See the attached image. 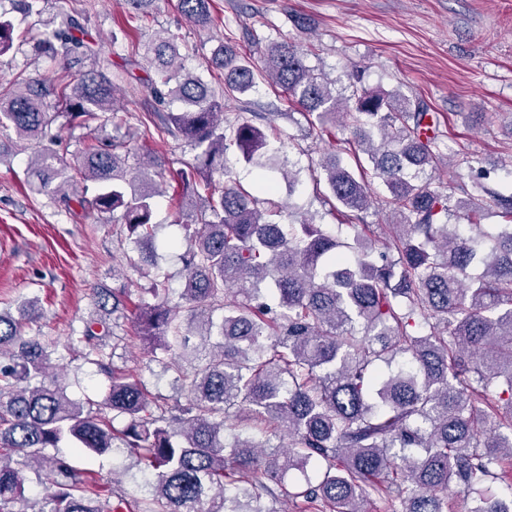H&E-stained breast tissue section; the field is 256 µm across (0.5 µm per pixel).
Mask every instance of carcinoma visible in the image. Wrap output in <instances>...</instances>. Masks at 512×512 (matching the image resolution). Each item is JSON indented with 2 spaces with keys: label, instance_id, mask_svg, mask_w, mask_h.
<instances>
[{
  "label": "carcinoma",
  "instance_id": "1",
  "mask_svg": "<svg viewBox=\"0 0 512 512\" xmlns=\"http://www.w3.org/2000/svg\"><path fill=\"white\" fill-rule=\"evenodd\" d=\"M47 2L0 7V56L31 53L55 68L52 77L21 71L0 84V128L31 150L34 193L74 217L108 215L117 234L150 244L163 161L99 134L124 116L112 53L86 40L87 11L17 38L15 15L39 16ZM156 2L125 0L126 24L144 21ZM179 7L196 30L210 29L211 0ZM195 51L170 34L144 46L151 93L180 104L146 117L193 159L176 173L187 241L181 304L170 306L168 289L154 283L132 311L181 399L168 403L137 370L116 365L124 337L100 318L65 349L85 350L105 392L73 400L50 372L56 345L24 334L36 300L22 302L18 319L0 313V512H126L122 495L112 506L92 496L88 471L60 452L64 444L136 460L145 494L134 512H279L276 489L295 472L303 480L288 498L305 512H370L383 498L399 501L400 512H445L450 487L465 512H504L509 497L488 483L512 490L503 466L512 460V190L480 183L478 197L443 193L437 118L416 97L367 90L358 70L348 75L350 106L286 39L268 44L259 69L219 41L207 65L216 87L185 70ZM259 79L303 108L310 132L349 131L344 143L367 155L395 223H364L372 197L339 150L319 166L350 242L224 179L232 145L260 170L262 190L285 173L281 148L260 128L224 120V100ZM76 127L87 130L77 153L53 149ZM489 209L502 219L494 235L481 224ZM129 292L97 287L94 305L114 314ZM31 463L51 481L40 506L27 495Z\"/></svg>",
  "mask_w": 512,
  "mask_h": 512
}]
</instances>
